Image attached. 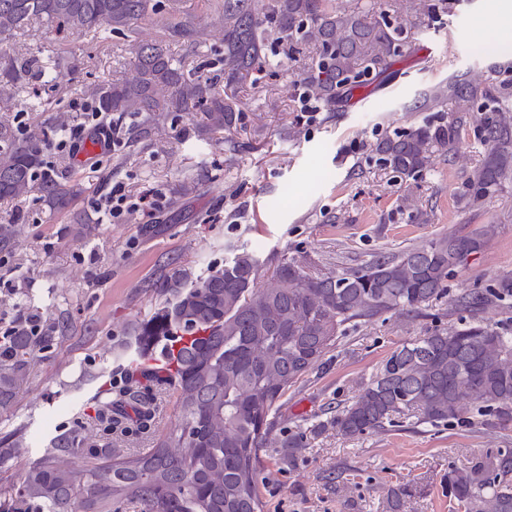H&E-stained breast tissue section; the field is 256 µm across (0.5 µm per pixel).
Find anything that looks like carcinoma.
<instances>
[{"label":"carcinoma","mask_w":512,"mask_h":512,"mask_svg":"<svg viewBox=\"0 0 512 512\" xmlns=\"http://www.w3.org/2000/svg\"><path fill=\"white\" fill-rule=\"evenodd\" d=\"M440 9H448V0H400L392 4V22L382 11L341 7L338 0H0V96L30 89L40 100L37 111H64L54 92L71 63L57 56L41 65L32 52L11 55L15 36L27 27L39 24L58 42L83 37L92 50L116 34L126 40L134 74L81 84L79 95L97 117L91 130L129 148L166 116L200 112L205 132L222 134L241 121L235 92L251 75L277 80L288 63L303 59L298 88L333 112L403 54L404 27L426 28ZM213 12L222 33L217 77L185 70L172 50L205 44ZM156 26L161 38L142 37ZM510 85L493 76L480 84L448 78L415 102L418 112L452 106L448 121L384 135L375 144L379 161L402 180L417 176L434 152L459 149L472 104L487 99L493 106L477 122L489 154L461 193L466 204L481 203L512 175V120L503 116L509 107L502 96ZM64 133L50 117L23 130L0 120V199L36 188L51 208L71 207L80 184L45 160L50 141ZM19 232L16 224H0V253L11 251ZM483 246L477 232L443 236L328 273L285 258L266 282L258 259L244 250L195 278L180 269L164 275L152 284L163 306L124 348L155 342L164 348L174 419L154 447L129 455L110 441L99 445L85 428L54 437L0 512H122L130 505L141 512H264L259 450L288 390L322 364L349 327L386 313H426L448 295V277ZM508 297L512 280H502L451 303L471 313ZM63 331L51 317L34 328L19 322L0 343V409L26 390L31 366ZM131 402L137 414L146 413L129 388L100 400L92 429L122 430ZM488 415L512 421V336L472 322L437 327L400 345L336 414L282 432L277 444L288 449L291 466L293 449L329 428L356 437L413 417L448 425ZM19 448L13 436L1 438L0 463ZM444 482L463 512H512V448L451 466Z\"/></svg>","instance_id":"carcinoma-1"}]
</instances>
